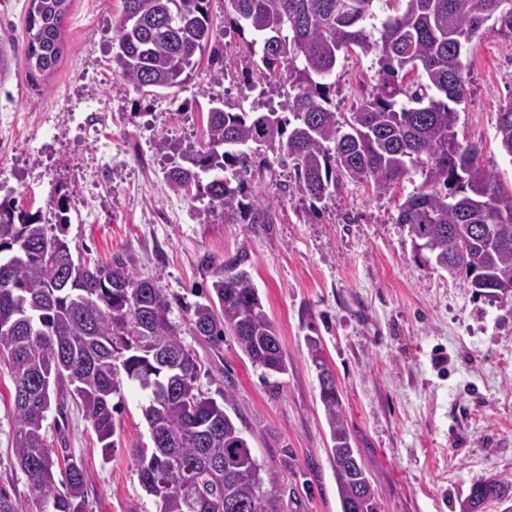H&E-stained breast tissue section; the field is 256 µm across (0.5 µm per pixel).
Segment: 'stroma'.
<instances>
[{
	"mask_svg": "<svg viewBox=\"0 0 512 512\" xmlns=\"http://www.w3.org/2000/svg\"><path fill=\"white\" fill-rule=\"evenodd\" d=\"M28 0H0V46L15 56L0 78V199L56 221L53 197H71L68 239L85 261L123 254L133 272L167 292L201 301L211 288L206 258L223 262L240 248L264 309L277 329L288 371L264 374L233 337L213 348L193 336L173 308L183 339L203 363L202 391L232 385L244 434L259 462L289 454L281 473L295 488L297 512H340L328 461L329 429L306 346L319 340L342 397L353 448L378 494L379 512H458L474 481L512 476V304L475 294L464 278L415 258L398 207L422 181L413 173L386 194L347 183L310 210L291 189L292 168L274 163L255 189L273 205L263 230L225 223L199 190H174L178 162L157 151L165 138L203 148L213 100L279 106L285 92L243 89L219 75L247 57L211 0V42L176 96L142 95L115 71L114 23L122 0H72L64 57L32 79L24 55ZM466 95L457 105L460 142H475L504 193L512 159L497 145L498 112L512 98V36L485 24L462 56ZM371 58L348 52L336 67L333 102L344 116L374 82ZM115 445L103 449L75 403L49 411L56 451L84 465L86 512H156L134 456L149 444L148 397L123 381L115 397ZM13 382L0 364V488L24 497L27 480L12 448Z\"/></svg>",
	"mask_w": 512,
	"mask_h": 512,
	"instance_id": "stroma-1",
	"label": "stroma"
}]
</instances>
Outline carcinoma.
I'll use <instances>...</instances> for the list:
<instances>
[{
	"label": "carcinoma",
	"instance_id": "carcinoma-1",
	"mask_svg": "<svg viewBox=\"0 0 512 512\" xmlns=\"http://www.w3.org/2000/svg\"><path fill=\"white\" fill-rule=\"evenodd\" d=\"M71 0H30L24 54L31 76L53 73ZM375 0H224V17L249 56L236 85H288L281 111L244 109L222 100L208 112L205 146L181 152L167 172L177 191L196 188L226 224L260 231L273 209L252 182L264 165L255 144L292 163L295 190L310 205L344 183L385 194L420 171L423 181L399 207L415 251L426 264L464 276L480 296L512 302V204L501 201L481 148L457 142V112L465 95L461 53L490 20L512 34V0H402L380 24ZM210 0H123L114 25L115 72L145 95L172 91L198 65L211 40ZM354 48L374 58L371 91L337 118L330 76ZM287 112L292 118L283 117ZM500 150L512 157V100L497 120ZM213 172L206 184L200 176ZM58 223L0 201V364L14 382L13 450L27 478V501L0 488V512H86L89 481L73 457L59 458L44 422L52 400L78 401L103 448L114 445L122 378L149 392L143 415L150 446L135 450L139 481L158 512H292L294 489L280 468L265 467L224 404L198 385L202 361L184 345L170 317L179 302L157 280L135 275L120 253L108 263L73 262L67 238L69 198L56 200ZM242 248L216 268L205 302L185 304L193 335L219 347L231 334L251 363L270 375L288 370L279 336L248 271ZM317 375L328 374L321 344L307 343ZM332 447L341 512H378L376 492L352 447L338 389L320 390ZM61 480H56V475ZM64 491H58V487ZM512 502V478H481L459 512H484Z\"/></svg>",
	"mask_w": 512,
	"mask_h": 512
}]
</instances>
